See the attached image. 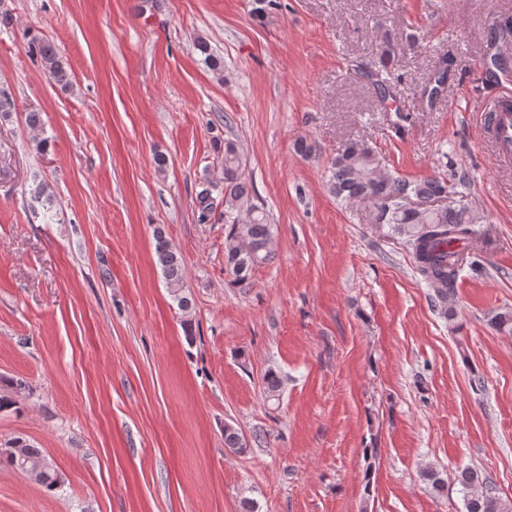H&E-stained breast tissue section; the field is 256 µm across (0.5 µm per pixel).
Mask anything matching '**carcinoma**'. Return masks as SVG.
Segmentation results:
<instances>
[{"mask_svg":"<svg viewBox=\"0 0 512 512\" xmlns=\"http://www.w3.org/2000/svg\"><path fill=\"white\" fill-rule=\"evenodd\" d=\"M377 66L367 70L358 66L357 72L375 88L380 100L390 95V75L395 70L401 44L388 29L377 26ZM196 49L214 71L224 67L205 40L196 42ZM48 75L59 85H71L69 72L55 44L40 41L31 44ZM449 68H444L423 88L421 97L433 101L439 87L448 80ZM466 184V177L455 173L435 175L422 181H409L386 172L373 147L363 139H348L337 150L329 167L328 188L336 198L351 202L369 199L376 208V222L388 227L410 248L416 269L433 291L432 301L441 314H448V294L453 290L459 272L458 244L468 241L475 233L480 217L465 207L441 206L436 201L448 196V181ZM197 194L198 221L206 222L215 209L211 187ZM252 185L244 177L243 162L236 145L224 142V255L234 280L243 283L254 266L271 258L270 244L274 235L267 212L251 202ZM155 256L173 302L179 310L189 311L191 299L185 292L184 270L180 257L161 235L156 236ZM263 392L269 399L280 396L282 380L278 373L268 371L262 380ZM224 447L243 451L248 443L236 429L224 427ZM7 462L29 480L48 491L57 489L62 477L44 452L17 440L10 448ZM463 493L465 512H512L498 496L481 490L487 479L477 470L465 468L457 475Z\"/></svg>","mask_w":512,"mask_h":512,"instance_id":"obj_1","label":"carcinoma"}]
</instances>
